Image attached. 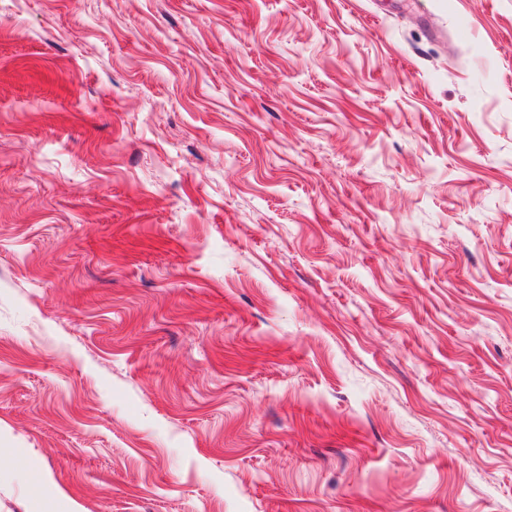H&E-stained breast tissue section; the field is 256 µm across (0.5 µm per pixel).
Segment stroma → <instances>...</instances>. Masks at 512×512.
Instances as JSON below:
<instances>
[{
    "label": "stroma",
    "mask_w": 512,
    "mask_h": 512,
    "mask_svg": "<svg viewBox=\"0 0 512 512\" xmlns=\"http://www.w3.org/2000/svg\"><path fill=\"white\" fill-rule=\"evenodd\" d=\"M0 512H512V0H0Z\"/></svg>",
    "instance_id": "35a3bbf8"
}]
</instances>
